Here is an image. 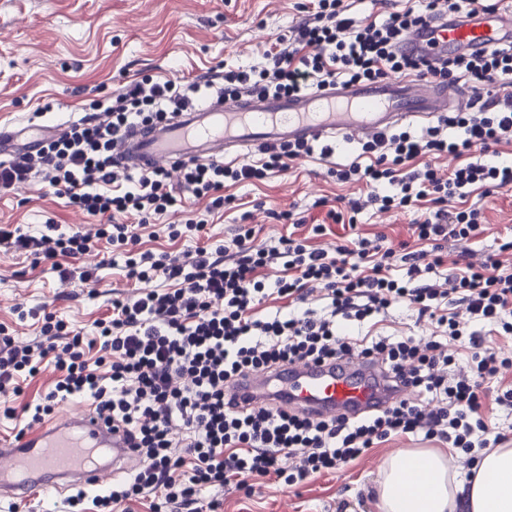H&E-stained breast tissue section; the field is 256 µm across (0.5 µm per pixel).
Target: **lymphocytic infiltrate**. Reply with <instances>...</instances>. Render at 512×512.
<instances>
[{"label": "lymphocytic infiltrate", "instance_id": "f902f5d3", "mask_svg": "<svg viewBox=\"0 0 512 512\" xmlns=\"http://www.w3.org/2000/svg\"><path fill=\"white\" fill-rule=\"evenodd\" d=\"M457 0H425L420 11L395 12L382 23L351 16L344 0H318L316 10L266 54L258 70H225L222 77L191 80L146 76L126 85L96 121L72 124L41 153L20 154L0 163V188L33 178L47 181L57 195L93 216H107L109 227L95 233H66L46 224L36 232L0 227V249L28 252L49 263L60 279L97 281L96 269L80 259L107 241L124 258L129 279L156 280L157 286L112 301L109 320L85 338L53 314H46L38 336L27 340L0 335V396L19 394L23 375L53 363L57 374L44 397L21 407L0 409L19 421L38 422L56 404L91 396L98 413L112 418L139 452L133 479L106 495H71L78 512H112L145 500L150 512H217L204 491L233 482L252 493L256 481L278 478L295 485L322 471H333L390 437L421 434L470 451L504 440L481 418L485 386L512 359L485 347L483 332L512 335V273L498 270L494 257L462 260L440 287L435 276L448 241L469 240L483 231L479 210L452 212L448 205L473 189L493 195L512 187V161L495 158L497 145L512 141V46L430 63L399 54L397 45L423 20L458 10ZM414 72L440 82L468 78L495 88L464 112L439 117L418 134L399 128L374 135L361 145L368 164L340 165L341 182L387 185L371 194L381 208H405L430 200L414 233L430 251L403 253L404 278L391 274L392 250L356 237L334 251L315 249L300 239L255 248L251 212H243L230 244L199 247L176 258L136 251L138 230L155 216L185 207L188 198H207L212 208L228 199L225 183H252L287 169L314 153L331 155L313 143L268 146L259 163L235 166L221 161L183 166L179 184L166 169L131 177L113 158V149L132 124L151 123L194 105L209 95L293 94L338 81H375L387 72ZM460 158V166L440 173L432 159ZM423 156L418 170L410 160ZM76 259L62 267L58 255ZM277 265L274 282L259 277ZM321 310L307 308L310 296ZM285 310L261 318L257 310L270 297ZM464 305L459 321L452 303ZM396 303L418 319L436 322L443 337L467 338L465 366L441 340L404 336H359L354 326L375 319ZM98 348L96 360L88 349ZM358 356L379 363L388 390L413 389L414 398L393 400L364 416L318 419L276 403L250 406L232 387L260 371L291 363H331ZM294 459L291 469L282 458Z\"/></svg>", "mask_w": 512, "mask_h": 512}]
</instances>
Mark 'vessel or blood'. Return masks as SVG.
Wrapping results in <instances>:
<instances>
[{
    "mask_svg": "<svg viewBox=\"0 0 512 512\" xmlns=\"http://www.w3.org/2000/svg\"><path fill=\"white\" fill-rule=\"evenodd\" d=\"M512 45V9H478L428 20L407 36L405 53L429 59L467 55ZM470 90L448 97L443 85L424 79L336 83L293 95L245 94L208 99L154 124L123 133L115 153L125 167L177 168L228 155L242 157L260 146L321 142L340 134L372 136L406 121L431 120L469 103ZM240 398L279 399L316 417L361 412L387 395L376 363L348 360L342 367L289 365L238 383ZM136 459L123 430L85 409L58 413L49 422L0 441V498L25 500L35 488L89 490L128 470Z\"/></svg>",
    "mask_w": 512,
    "mask_h": 512,
    "instance_id": "1",
    "label": "vessel or blood"
}]
</instances>
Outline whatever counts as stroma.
<instances>
[{
  "instance_id": "35a3bbf8",
  "label": "stroma",
  "mask_w": 512,
  "mask_h": 512,
  "mask_svg": "<svg viewBox=\"0 0 512 512\" xmlns=\"http://www.w3.org/2000/svg\"><path fill=\"white\" fill-rule=\"evenodd\" d=\"M311 7L310 0H0V126L67 127L91 117L93 101L111 99L147 74L191 79L221 65L261 67L266 51ZM334 146L330 156L316 154L264 180L227 187L233 202L224 209H211L209 200L200 199L156 217L153 228L140 230V248L178 257L200 245L222 243L246 211L254 214L258 248L292 232L327 251L358 234L384 235V247L394 250L412 242L411 226L421 207L382 210L367 202L365 185L338 182L333 168L356 161L359 150L357 143L340 138ZM341 198L364 202L355 229L327 217V204ZM459 207L481 210L484 231L475 239L448 243L440 275L453 272L464 251L474 262L496 255L502 269L512 273V250L499 249L512 237V188L491 196L473 192ZM286 211L291 219H283ZM296 218L305 219V226L293 227ZM191 219L205 221L202 237L169 239L165 225ZM46 222L65 232L92 233L105 219L73 208L38 178L0 189V226L33 228ZM314 224L325 225V232L312 234ZM137 289L120 257L101 270L99 283L85 284L60 280L24 252L0 251V325L21 339L38 333L37 316L44 312L94 336L93 323L110 315L113 298ZM22 310L27 313L23 319L18 316ZM362 330L373 336L426 338L433 327L416 323L411 311L395 305ZM425 445L418 436H396L336 472L297 485L273 478L250 495L232 484L210 495L221 501L220 512H372L366 489L383 461L400 449Z\"/></svg>"
}]
</instances>
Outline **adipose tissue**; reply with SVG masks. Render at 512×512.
I'll list each match as a JSON object with an SVG mask.
<instances>
[{
    "mask_svg": "<svg viewBox=\"0 0 512 512\" xmlns=\"http://www.w3.org/2000/svg\"><path fill=\"white\" fill-rule=\"evenodd\" d=\"M472 478L448 466L443 448H404L375 481L376 512H512V448L480 452Z\"/></svg>",
    "mask_w": 512,
    "mask_h": 512,
    "instance_id": "1",
    "label": "adipose tissue"
}]
</instances>
